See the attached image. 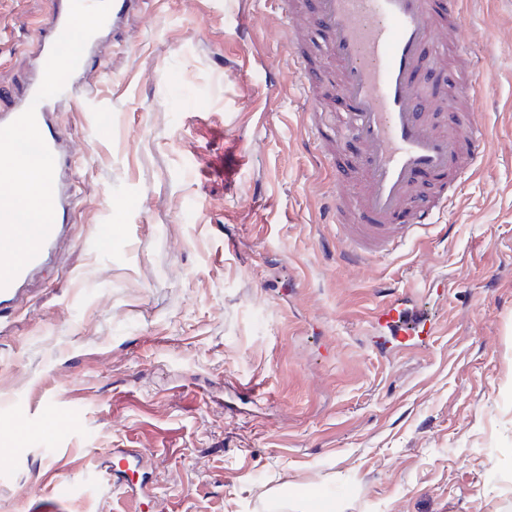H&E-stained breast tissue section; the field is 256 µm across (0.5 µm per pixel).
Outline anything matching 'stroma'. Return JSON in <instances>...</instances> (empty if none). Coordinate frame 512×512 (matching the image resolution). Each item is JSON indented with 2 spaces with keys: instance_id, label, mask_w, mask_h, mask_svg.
Wrapping results in <instances>:
<instances>
[{
  "instance_id": "stroma-1",
  "label": "stroma",
  "mask_w": 512,
  "mask_h": 512,
  "mask_svg": "<svg viewBox=\"0 0 512 512\" xmlns=\"http://www.w3.org/2000/svg\"><path fill=\"white\" fill-rule=\"evenodd\" d=\"M48 8L0 0L1 107ZM464 9L480 166L421 237L350 264L326 201L360 147L320 153L286 0H140L56 115L67 243L0 319V512L54 483L58 512H122L116 448L143 457L140 512H297L312 489L329 512H512V0ZM404 288L436 334L384 358L373 312ZM58 412L51 448L18 437Z\"/></svg>"
}]
</instances>
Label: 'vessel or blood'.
I'll return each mask as SVG.
<instances>
[{
	"label": "vessel or blood",
	"instance_id": "vessel-or-blood-1",
	"mask_svg": "<svg viewBox=\"0 0 512 512\" xmlns=\"http://www.w3.org/2000/svg\"><path fill=\"white\" fill-rule=\"evenodd\" d=\"M462 0H288L289 46L299 64L306 100L312 107L317 143L333 155L341 141L358 143L357 162L341 175L327 203L342 233V255L367 261L414 240L448 207L457 188L474 175L487 135L473 115L449 113L447 128L428 119L431 99L423 75L425 56L456 62L449 97L476 98L482 83L465 65L460 44L447 31L462 15ZM70 0H51L32 77L10 108L0 109V127L35 107L40 134L54 156L53 223L37 256L4 287L0 311L24 301V285L59 253L73 201L62 173L68 146L55 116L66 104L90 95L87 76L102 45L88 41L63 91L43 101L35 96L44 67L64 31ZM317 31L318 40L307 37ZM435 325L405 291L373 314L371 348L386 356L423 344Z\"/></svg>",
	"mask_w": 512,
	"mask_h": 512
}]
</instances>
